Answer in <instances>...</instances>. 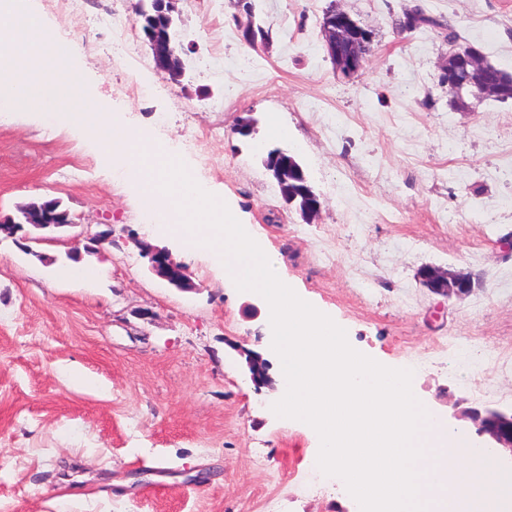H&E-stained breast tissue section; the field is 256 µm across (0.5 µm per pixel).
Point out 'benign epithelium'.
Returning <instances> with one entry per match:
<instances>
[{
    "label": "benign epithelium",
    "mask_w": 512,
    "mask_h": 512,
    "mask_svg": "<svg viewBox=\"0 0 512 512\" xmlns=\"http://www.w3.org/2000/svg\"><path fill=\"white\" fill-rule=\"evenodd\" d=\"M154 5L164 20L165 29L163 33L149 34L147 38L156 65L169 72L172 78L177 79L182 76V73L171 70L174 61L178 59L179 47L171 34L172 20L169 12L172 11V0H154ZM322 29L324 47L336 71L343 75L358 73L365 63L362 46L371 39L370 32L355 21L348 12L336 7L325 13ZM487 68L488 63L474 48L453 49L448 52L445 64L447 84L454 98L462 106H468L464 98V85L470 83L474 84L475 90L472 92V96L477 100L512 96V73L504 72L494 80L473 82V77L483 73ZM269 154L272 158L269 171L272 172L275 180L283 183L301 182L305 203L300 208V212L308 217H317L321 212L322 203L310 188L304 170L296 165L295 158L278 149L269 151ZM54 206L55 202L51 200L19 206L17 212L25 216V221L21 223L14 219L7 221L0 217V235L13 238L22 232L24 233L22 239L39 242L41 238L30 235L26 229L54 232L77 226L68 212L63 213L64 220H55L57 213L54 212ZM111 239L112 229L110 228L97 232L83 229L72 236L74 244L82 243L88 250ZM138 246L146 252L150 262V271L154 275L179 291L194 290V283L186 267L174 259L168 248L152 246L143 241L138 242ZM418 278L423 286L431 292L448 299L464 298L478 286L469 273L431 265L421 267ZM452 418L469 421L475 429V433L484 438L490 447L498 448L512 457V409L470 407L453 413Z\"/></svg>",
    "instance_id": "1"
}]
</instances>
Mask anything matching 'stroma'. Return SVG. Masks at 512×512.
<instances>
[{"mask_svg": "<svg viewBox=\"0 0 512 512\" xmlns=\"http://www.w3.org/2000/svg\"><path fill=\"white\" fill-rule=\"evenodd\" d=\"M136 0H22L72 52L82 88L118 117L173 144L206 126L209 173L181 159L236 218L262 234L283 275L330 311L352 344L386 363L420 369L426 404L449 399L512 408V100L459 109L443 80L447 29L512 73V0H176L185 74L158 69L140 26L129 63L112 55L99 19ZM373 35L357 75L337 74L323 48L329 6ZM421 7L431 26L401 30ZM267 40L248 44L239 20ZM150 84V97L132 85ZM223 111H215L216 103ZM257 122L236 134L240 119ZM287 130L269 132L270 122ZM294 155L322 202L305 223L283 203L261 158ZM89 169L67 181L59 172ZM60 199L112 240L81 262L55 235L26 251L0 240V512H356L345 489L308 494L316 450L301 427L277 417V360L265 308L224 277L204 251L186 250L147 221L134 187L114 178L93 147L41 109L0 112V211ZM168 248L195 290L149 272L139 242ZM426 264L472 273L480 285L447 301L416 278ZM93 280H66L75 267ZM494 354L462 371L472 341ZM446 351H439L440 343ZM270 381L257 385L250 358Z\"/></svg>", "mask_w": 512, "mask_h": 512, "instance_id": "35a3bbf8", "label": "stroma"}]
</instances>
